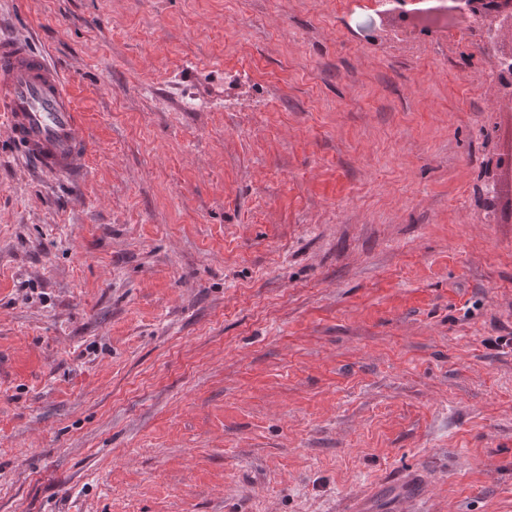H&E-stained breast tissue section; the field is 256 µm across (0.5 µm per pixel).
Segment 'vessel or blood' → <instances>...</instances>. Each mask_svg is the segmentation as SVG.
I'll return each instance as SVG.
<instances>
[{
	"mask_svg": "<svg viewBox=\"0 0 512 512\" xmlns=\"http://www.w3.org/2000/svg\"><path fill=\"white\" fill-rule=\"evenodd\" d=\"M0 133L43 172L83 179V115L59 68L28 38H0Z\"/></svg>",
	"mask_w": 512,
	"mask_h": 512,
	"instance_id": "vessel-or-blood-1",
	"label": "vessel or blood"
}]
</instances>
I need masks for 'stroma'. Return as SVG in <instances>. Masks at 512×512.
<instances>
[{
    "label": "stroma",
    "mask_w": 512,
    "mask_h": 512,
    "mask_svg": "<svg viewBox=\"0 0 512 512\" xmlns=\"http://www.w3.org/2000/svg\"><path fill=\"white\" fill-rule=\"evenodd\" d=\"M436 5L0 14L91 143L0 137V512H512V96Z\"/></svg>",
    "instance_id": "35a3bbf8"
}]
</instances>
